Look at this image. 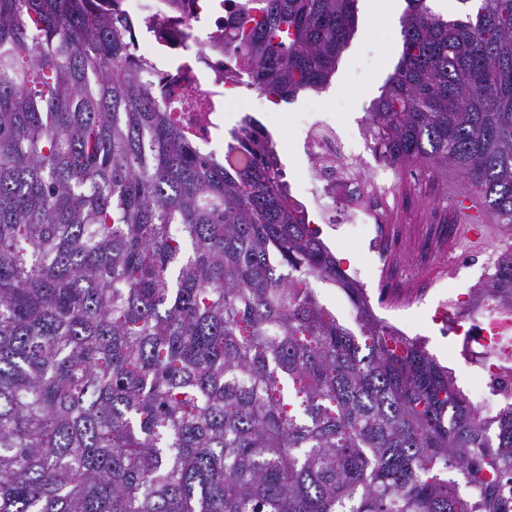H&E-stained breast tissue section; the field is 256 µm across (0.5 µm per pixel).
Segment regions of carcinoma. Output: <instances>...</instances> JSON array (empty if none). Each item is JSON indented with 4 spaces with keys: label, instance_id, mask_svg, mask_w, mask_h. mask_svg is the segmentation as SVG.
Masks as SVG:
<instances>
[{
    "label": "carcinoma",
    "instance_id": "1",
    "mask_svg": "<svg viewBox=\"0 0 512 512\" xmlns=\"http://www.w3.org/2000/svg\"><path fill=\"white\" fill-rule=\"evenodd\" d=\"M257 2L206 53L273 102L323 88L358 0ZM407 3L382 158L454 169L511 231L512 0ZM131 30L116 0H0V512H512V396L483 413L375 314L256 120L204 151ZM320 299L335 308L336 315L341 323L346 326H354L353 311L345 295L337 288H329L321 283L315 284Z\"/></svg>",
    "mask_w": 512,
    "mask_h": 512
}]
</instances>
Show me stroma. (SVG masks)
I'll return each instance as SVG.
<instances>
[{"label":"stroma","instance_id":"obj_1","mask_svg":"<svg viewBox=\"0 0 512 512\" xmlns=\"http://www.w3.org/2000/svg\"><path fill=\"white\" fill-rule=\"evenodd\" d=\"M402 32L385 18L359 17L357 31L341 53L336 72L330 83L321 90H305L294 100L271 106L267 97L252 91L245 98L251 105V115L266 126L280 143L278 155L285 166L286 181L292 193H299L302 183L299 173L308 167L307 160L296 149V136L321 106H328L337 123L350 138H358L359 124L372 108L387 77L400 58ZM442 174L422 170L413 180L402 182L390 202V223L400 243L393 257L394 266L412 260L419 266L420 280L410 288L407 296L411 308L388 313V321L402 322L408 336H422L426 348L436 360L448 366L457 384L467 394H474L476 375L471 366L458 355V338L445 327L430 323L435 303V292L426 290L422 279L453 250L457 228L455 215L440 190ZM322 240L341 260L343 265L357 266L363 271V286L371 301H378L376 265L363 247L359 232L339 238L323 232Z\"/></svg>","mask_w":512,"mask_h":512}]
</instances>
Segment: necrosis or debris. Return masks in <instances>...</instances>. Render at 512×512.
Instances as JSON below:
<instances>
[{
    "mask_svg": "<svg viewBox=\"0 0 512 512\" xmlns=\"http://www.w3.org/2000/svg\"><path fill=\"white\" fill-rule=\"evenodd\" d=\"M122 6L153 35L151 42L141 46L143 56L168 59V66L163 69V91L183 102L182 123L193 130L214 128L226 110L227 90L246 88L249 79L243 73L225 76L215 61L200 58L202 41L194 25L202 20L201 10L183 12L172 8L169 0H122ZM297 149L309 163L304 194L296 201L305 223L329 225L342 236L359 231L368 252L384 261L389 258L398 242L388 230L381 202L403 179L404 169L384 165L379 159L380 150L373 143L356 147L327 115L315 117L306 125L297 139ZM511 251L512 234L501 226L460 225L457 247L428 281L436 283L447 273L469 278V269L477 260L485 270H493ZM434 319L454 328L461 338V358L477 365L479 406L493 401V379H500L512 389V371L498 368L500 353L483 342L487 336L512 335V305L477 304L471 293L443 292L438 297Z\"/></svg>",
    "mask_w": 512,
    "mask_h": 512,
    "instance_id": "necrosis-or-debris-1",
    "label": "necrosis or debris"
}]
</instances>
